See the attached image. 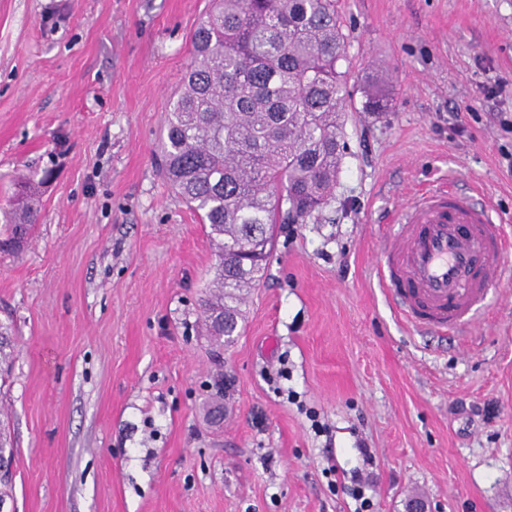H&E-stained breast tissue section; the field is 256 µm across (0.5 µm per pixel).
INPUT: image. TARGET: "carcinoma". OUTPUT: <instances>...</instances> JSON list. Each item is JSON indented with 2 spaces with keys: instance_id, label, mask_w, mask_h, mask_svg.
<instances>
[{
  "instance_id": "cac0c4a2",
  "label": "carcinoma",
  "mask_w": 512,
  "mask_h": 512,
  "mask_svg": "<svg viewBox=\"0 0 512 512\" xmlns=\"http://www.w3.org/2000/svg\"><path fill=\"white\" fill-rule=\"evenodd\" d=\"M193 61L170 100L156 164L208 225L217 263L203 318L216 347L240 334L243 292L267 272L278 224H302L332 198L350 92L336 0H210ZM381 91L365 112H384ZM36 223L26 210L6 240Z\"/></svg>"
}]
</instances>
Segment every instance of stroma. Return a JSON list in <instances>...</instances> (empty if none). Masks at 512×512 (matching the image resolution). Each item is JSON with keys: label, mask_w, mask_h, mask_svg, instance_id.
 Returning a JSON list of instances; mask_svg holds the SVG:
<instances>
[{"label": "stroma", "mask_w": 512, "mask_h": 512, "mask_svg": "<svg viewBox=\"0 0 512 512\" xmlns=\"http://www.w3.org/2000/svg\"><path fill=\"white\" fill-rule=\"evenodd\" d=\"M207 0H0V250L13 512H512V285L465 339L378 284L418 189L512 232V0H338L351 102L330 204L281 228L243 329L201 328L216 262L154 164ZM393 95L362 109L369 74ZM505 82L490 99L487 87ZM36 224V212L34 210L27 209L22 213V218L19 220V224H11V236L5 241L1 242L0 246L7 245L12 247H19L25 239L30 228Z\"/></svg>", "instance_id": "stroma-1"}]
</instances>
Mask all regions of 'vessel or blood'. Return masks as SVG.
Listing matches in <instances>:
<instances>
[{"label":"vessel or blood","mask_w":512,"mask_h":512,"mask_svg":"<svg viewBox=\"0 0 512 512\" xmlns=\"http://www.w3.org/2000/svg\"><path fill=\"white\" fill-rule=\"evenodd\" d=\"M381 278L413 327L461 334L512 281V233L454 187L420 194L385 244Z\"/></svg>","instance_id":"b4317fda"}]
</instances>
